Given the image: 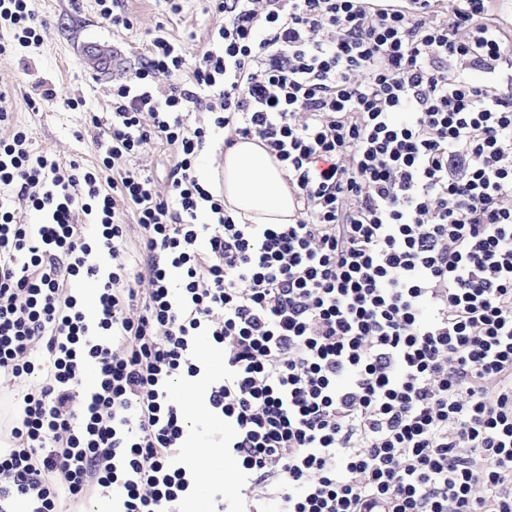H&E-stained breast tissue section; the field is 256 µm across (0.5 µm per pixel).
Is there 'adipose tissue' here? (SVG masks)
<instances>
[{
	"instance_id": "adipose-tissue-1",
	"label": "adipose tissue",
	"mask_w": 512,
	"mask_h": 512,
	"mask_svg": "<svg viewBox=\"0 0 512 512\" xmlns=\"http://www.w3.org/2000/svg\"><path fill=\"white\" fill-rule=\"evenodd\" d=\"M224 205L253 224H285L294 196L279 163L258 140L239 139L224 149Z\"/></svg>"
}]
</instances>
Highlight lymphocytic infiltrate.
<instances>
[{
    "label": "lymphocytic infiltrate",
    "mask_w": 512,
    "mask_h": 512,
    "mask_svg": "<svg viewBox=\"0 0 512 512\" xmlns=\"http://www.w3.org/2000/svg\"><path fill=\"white\" fill-rule=\"evenodd\" d=\"M213 7L196 55L156 36L113 79L97 167L0 139V379L42 380L0 448V512H182L199 476L171 390L202 375V334L245 485L218 512H512V22L495 0ZM0 26L40 40L28 0H0ZM218 130L282 165L292 223L245 222L199 181ZM158 142L164 193L125 165ZM81 277L102 280L92 320Z\"/></svg>",
    "instance_id": "lymphocytic-infiltrate-1"
}]
</instances>
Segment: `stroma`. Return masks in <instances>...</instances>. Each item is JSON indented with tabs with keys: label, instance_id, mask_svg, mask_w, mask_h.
Masks as SVG:
<instances>
[{
	"label": "stroma",
	"instance_id": "1",
	"mask_svg": "<svg viewBox=\"0 0 512 512\" xmlns=\"http://www.w3.org/2000/svg\"><path fill=\"white\" fill-rule=\"evenodd\" d=\"M29 5L44 23L42 43L0 56V89L11 91L14 97L13 120L0 125V137H9L14 128H25L36 151L51 154L60 163L76 162L84 168L97 164V130L91 120H108L112 79L85 69L79 57L80 46L93 41L114 48L122 58L124 76L129 77L138 66L147 40L157 32H164L191 55L204 45L211 29L224 22L210 0H182V10L177 14L170 12L166 0H123L122 7L133 23L129 30L112 28L101 19L95 0H30ZM47 88L57 93L54 104L31 107L29 98ZM67 98L80 99V108L74 111L64 106ZM197 351L206 373L183 381L175 393L177 400L188 396L203 399L207 385L224 378L222 350L202 336ZM223 437V421L209 419L202 432L193 435L192 446L213 449L207 485L211 490L223 489L225 499L230 500L240 494V473L235 460L224 453Z\"/></svg>",
	"mask_w": 512,
	"mask_h": 512
}]
</instances>
